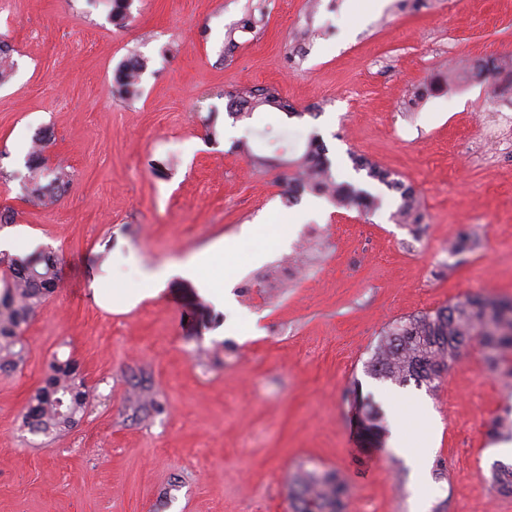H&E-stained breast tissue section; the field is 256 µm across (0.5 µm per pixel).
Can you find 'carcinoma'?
<instances>
[{
    "instance_id": "1",
    "label": "carcinoma",
    "mask_w": 512,
    "mask_h": 512,
    "mask_svg": "<svg viewBox=\"0 0 512 512\" xmlns=\"http://www.w3.org/2000/svg\"><path fill=\"white\" fill-rule=\"evenodd\" d=\"M133 0H110L112 21L126 24L131 18ZM11 46L0 41V82L11 73ZM144 62L137 56L123 61L114 81L117 92L129 98L140 94ZM467 76L491 82L497 91L512 88V58L491 57L477 60L466 71ZM234 118H250L258 109H275L292 117L297 112L273 88L243 89L228 95ZM46 137L34 139L27 161L31 172L23 183L24 197L33 204L55 200L66 192L68 174L62 169L50 171L48 183L40 181L37 170L42 165ZM294 168L288 178L286 203L294 205L305 192L327 198L337 207L356 206L365 211L378 205V197L355 190L339 182L332 172L327 148L318 138H311L304 152L291 162ZM355 170L400 194L396 212L399 221L418 223V201L409 187L392 178L378 163L362 157L354 159ZM59 282V260L48 251L28 256L0 253V372H10L23 362L24 328ZM477 342L486 360L493 366H507L512 376V299L490 296L467 297L440 307L433 312L395 321L382 333V339L369 362L368 371L376 378L399 385L414 382L434 387V382L457 362L463 350ZM88 393L76 363L57 357L49 364L43 385L30 397L23 416V426L33 434L49 436L71 429L85 412ZM499 489L512 493V465L499 463L492 473ZM300 502L299 512H344L347 485L336 472H305L294 484Z\"/></svg>"
}]
</instances>
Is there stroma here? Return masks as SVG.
Masks as SVG:
<instances>
[{"instance_id":"1","label":"stroma","mask_w":512,"mask_h":512,"mask_svg":"<svg viewBox=\"0 0 512 512\" xmlns=\"http://www.w3.org/2000/svg\"><path fill=\"white\" fill-rule=\"evenodd\" d=\"M257 0H0L13 74L0 84V239L54 252L60 282L24 331L27 354L0 373V512H297L302 471H335L346 512H512L491 482L495 422L512 378L469 346L434 391L378 380L367 366L383 328L474 294L512 297V158L480 143L512 107L476 81L415 86L488 56L512 55V0H264V28L224 35ZM144 59L141 91L113 90ZM278 90L297 114L233 120L227 95ZM71 184L51 207L25 201L36 134ZM338 181L380 198L372 212L304 193L285 203L311 137ZM273 157L257 169L236 145ZM363 156L416 192L420 221L392 218L397 192L355 171ZM300 224L254 258L247 230ZM321 239L310 257L301 243ZM230 298L168 278L158 297L106 310L93 284L140 285V264L183 261L220 241ZM311 261L314 276L291 280ZM89 390L71 430L30 433L23 416L52 358ZM426 467L371 446L363 398L390 426L392 395ZM144 68L143 60L137 56H132L123 61L114 75L117 92L129 98L137 97L140 94L139 85Z\"/></svg>"}]
</instances>
